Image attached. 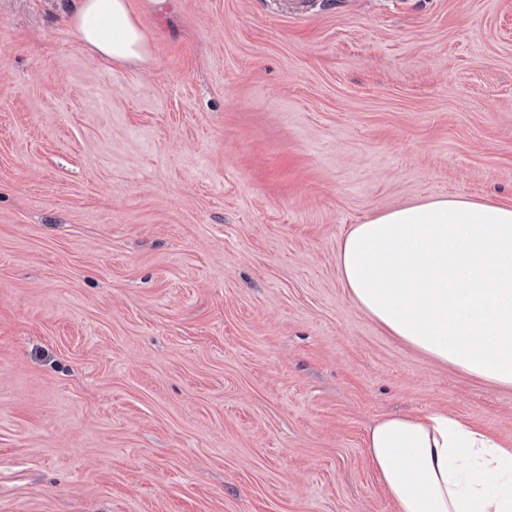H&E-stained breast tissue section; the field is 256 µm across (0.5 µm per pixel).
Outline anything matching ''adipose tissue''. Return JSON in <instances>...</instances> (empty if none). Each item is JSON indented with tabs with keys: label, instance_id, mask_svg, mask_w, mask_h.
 Instances as JSON below:
<instances>
[{
	"label": "adipose tissue",
	"instance_id": "adipose-tissue-1",
	"mask_svg": "<svg viewBox=\"0 0 512 512\" xmlns=\"http://www.w3.org/2000/svg\"><path fill=\"white\" fill-rule=\"evenodd\" d=\"M71 23L105 60L147 53L127 0H79ZM338 268L391 335L512 386V206L455 195L387 211L352 225ZM365 446L398 512H512V444L445 411L383 416Z\"/></svg>",
	"mask_w": 512,
	"mask_h": 512
}]
</instances>
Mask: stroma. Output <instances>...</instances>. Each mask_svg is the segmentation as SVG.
Masks as SVG:
<instances>
[{
	"label": "stroma",
	"instance_id": "35a3bbf8",
	"mask_svg": "<svg viewBox=\"0 0 512 512\" xmlns=\"http://www.w3.org/2000/svg\"><path fill=\"white\" fill-rule=\"evenodd\" d=\"M0 0V512H396L368 428L512 442V386L391 336L352 225L512 205V0ZM71 23L83 44L105 60L140 61L147 54L146 37L127 0H79Z\"/></svg>",
	"mask_w": 512,
	"mask_h": 512
}]
</instances>
